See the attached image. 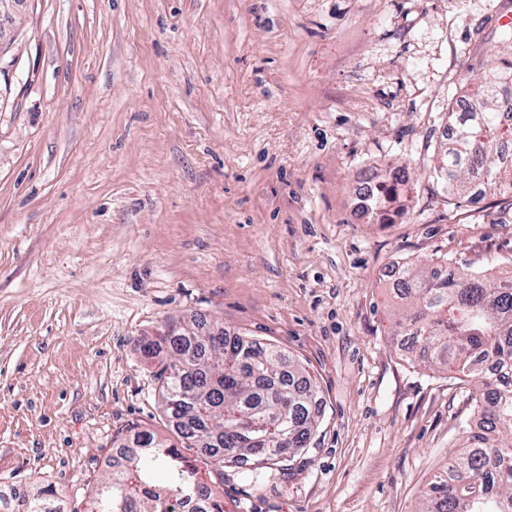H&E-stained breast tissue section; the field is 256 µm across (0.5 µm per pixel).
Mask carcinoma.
<instances>
[{
    "label": "carcinoma",
    "mask_w": 512,
    "mask_h": 512,
    "mask_svg": "<svg viewBox=\"0 0 512 512\" xmlns=\"http://www.w3.org/2000/svg\"><path fill=\"white\" fill-rule=\"evenodd\" d=\"M512 89V62L456 104L467 103L446 139L438 173L450 194L512 195V124L501 121L498 100ZM402 311L394 335L422 344L424 361L444 367L473 387L480 424L466 449L448 459L430 484L421 512H512V277L489 282L459 273L442 256L432 267L403 266ZM147 355L170 357L156 371L162 411L185 448H200L206 465L256 471L272 468L310 447L322 404L317 385L273 346L216 326L202 332L173 323L161 335L139 340ZM258 440L244 442L240 432ZM139 450L123 458L97 487L92 512H224V500L199 480L177 445L150 430L137 433ZM13 512H63L50 489L19 500Z\"/></svg>",
    "instance_id": "1"
}]
</instances>
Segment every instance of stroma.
Returning a JSON list of instances; mask_svg holds the SVG:
<instances>
[{"mask_svg": "<svg viewBox=\"0 0 512 512\" xmlns=\"http://www.w3.org/2000/svg\"><path fill=\"white\" fill-rule=\"evenodd\" d=\"M512 0H21L0 22V492L89 512L134 429L171 437L157 359L195 315L317 382L285 466L224 512H418L472 389L411 361L389 271L512 272V199L449 197L448 113L512 60ZM407 183L358 217L387 166Z\"/></svg>", "mask_w": 512, "mask_h": 512, "instance_id": "1", "label": "stroma"}]
</instances>
